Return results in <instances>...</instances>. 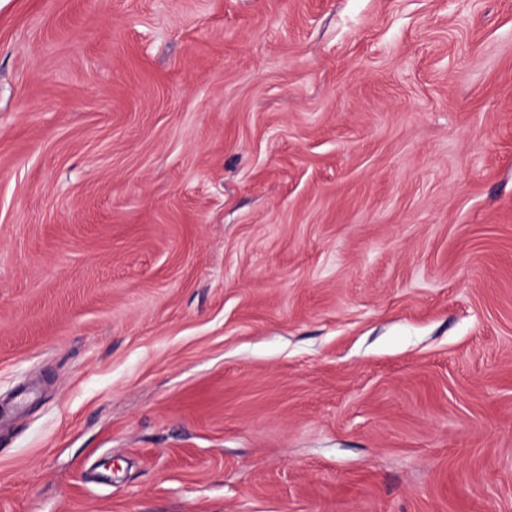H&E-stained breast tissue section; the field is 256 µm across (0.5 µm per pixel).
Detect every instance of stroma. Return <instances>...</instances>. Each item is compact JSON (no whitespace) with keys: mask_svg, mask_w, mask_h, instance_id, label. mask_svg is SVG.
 <instances>
[{"mask_svg":"<svg viewBox=\"0 0 512 512\" xmlns=\"http://www.w3.org/2000/svg\"><path fill=\"white\" fill-rule=\"evenodd\" d=\"M0 512H512V0H0Z\"/></svg>","mask_w":512,"mask_h":512,"instance_id":"35a3bbf8","label":"stroma"}]
</instances>
